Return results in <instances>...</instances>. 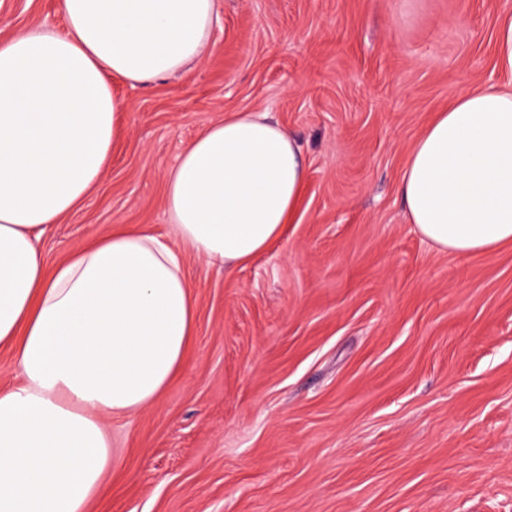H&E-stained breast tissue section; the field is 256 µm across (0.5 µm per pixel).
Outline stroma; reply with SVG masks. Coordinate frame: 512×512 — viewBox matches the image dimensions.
<instances>
[{"label":"stroma","mask_w":512,"mask_h":512,"mask_svg":"<svg viewBox=\"0 0 512 512\" xmlns=\"http://www.w3.org/2000/svg\"><path fill=\"white\" fill-rule=\"evenodd\" d=\"M188 73L110 78L112 161L42 241L167 231L164 174L211 122L267 113L307 184L283 234L227 274L184 268L198 333L158 404L107 415L88 512H512V244L462 257L409 224L408 153L496 65L512 0H220ZM64 31L58 0H0V38Z\"/></svg>","instance_id":"35a3bbf8"}]
</instances>
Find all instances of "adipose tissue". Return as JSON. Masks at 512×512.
<instances>
[{
  "label": "adipose tissue",
  "mask_w": 512,
  "mask_h": 512,
  "mask_svg": "<svg viewBox=\"0 0 512 512\" xmlns=\"http://www.w3.org/2000/svg\"><path fill=\"white\" fill-rule=\"evenodd\" d=\"M58 33L0 41V512H87L112 468L103 422L156 405L197 334L183 256L233 270L291 222L302 151L260 112H234L164 175L170 232L109 227L55 267L41 240L112 159L121 103L107 83L185 73L202 58L218 0H60ZM400 190L407 217L458 255L512 242V87L474 90L418 136Z\"/></svg>",
  "instance_id": "ef3b65f1"
}]
</instances>
